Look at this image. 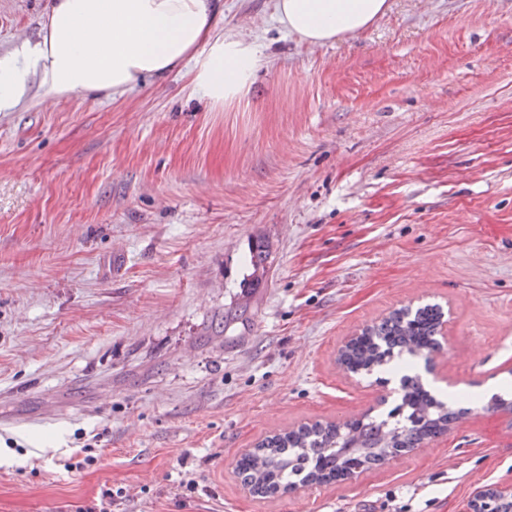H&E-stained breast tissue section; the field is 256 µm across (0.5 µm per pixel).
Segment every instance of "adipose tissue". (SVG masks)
<instances>
[{
    "mask_svg": "<svg viewBox=\"0 0 512 512\" xmlns=\"http://www.w3.org/2000/svg\"><path fill=\"white\" fill-rule=\"evenodd\" d=\"M388 0H277L280 24L312 46L357 35L382 17ZM220 0H52L40 40L0 55V112L29 91L30 74L55 94L118 93L199 62L196 79L212 102L244 94L260 65L255 44L213 39Z\"/></svg>",
    "mask_w": 512,
    "mask_h": 512,
    "instance_id": "adipose-tissue-1",
    "label": "adipose tissue"
}]
</instances>
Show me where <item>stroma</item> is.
<instances>
[{"label": "stroma", "mask_w": 512, "mask_h": 512, "mask_svg": "<svg viewBox=\"0 0 512 512\" xmlns=\"http://www.w3.org/2000/svg\"><path fill=\"white\" fill-rule=\"evenodd\" d=\"M277 0H224L216 35L259 50L214 104L196 60L117 95L0 112V512H468L512 480L491 403L341 484L249 494L236 460L315 420L384 413L344 341L443 306L432 392L512 378V0H388L310 47ZM51 0H0V55ZM266 247L245 335L225 330ZM94 461L57 467L74 434ZM198 489L182 494L183 476Z\"/></svg>", "instance_id": "obj_1"}]
</instances>
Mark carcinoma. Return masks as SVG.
Listing matches in <instances>:
<instances>
[{
	"label": "carcinoma",
	"instance_id": "cac0c4a2",
	"mask_svg": "<svg viewBox=\"0 0 512 512\" xmlns=\"http://www.w3.org/2000/svg\"><path fill=\"white\" fill-rule=\"evenodd\" d=\"M250 299L246 296L245 302L224 315V326L248 323ZM443 317L437 304L402 307L353 339L341 355L342 362L354 374L370 373L397 355L422 358L429 364L439 349L435 333ZM463 414L431 394L418 378L406 375L400 402L380 418L365 416L268 437L242 455L235 470L262 497L313 482L345 481L360 467L382 463L447 432L448 425Z\"/></svg>",
	"mask_w": 512,
	"mask_h": 512
}]
</instances>
